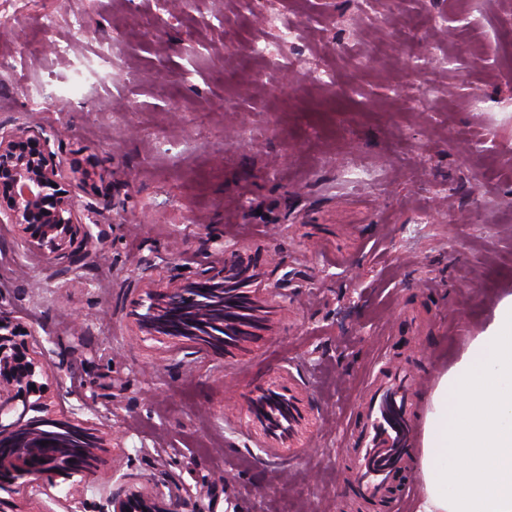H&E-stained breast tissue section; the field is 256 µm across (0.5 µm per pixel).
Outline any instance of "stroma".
<instances>
[{
	"mask_svg": "<svg viewBox=\"0 0 512 512\" xmlns=\"http://www.w3.org/2000/svg\"><path fill=\"white\" fill-rule=\"evenodd\" d=\"M271 13L298 43L257 61ZM511 48L512 0H26L0 126L54 132L102 252L61 277L0 225V304L51 351L50 416L96 423L111 463L6 512L164 471L214 512H390L353 495L345 427L381 349L431 391L512 293ZM312 67L330 88L298 90ZM239 256L296 291L260 342L208 359L135 335L148 289ZM284 386L299 415L275 439L249 408Z\"/></svg>",
	"mask_w": 512,
	"mask_h": 512,
	"instance_id": "1",
	"label": "stroma"
}]
</instances>
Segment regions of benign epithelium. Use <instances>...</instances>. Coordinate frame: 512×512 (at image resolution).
Segmentation results:
<instances>
[{
    "label": "benign epithelium",
    "mask_w": 512,
    "mask_h": 512,
    "mask_svg": "<svg viewBox=\"0 0 512 512\" xmlns=\"http://www.w3.org/2000/svg\"><path fill=\"white\" fill-rule=\"evenodd\" d=\"M0 224L15 228L21 243L35 246L46 254L60 275H76L87 266V259L100 240L91 225L99 224L95 212L77 204L75 186L62 175L60 159L51 148V135L36 126L22 124L14 129L0 127ZM230 274L224 269L201 268L169 288H156L153 298H161V307L194 309L195 291L211 280ZM290 278L283 274L276 280L255 277L241 289L242 303L235 314L225 318L228 324L224 354L256 343L264 337L279 299L288 304L293 292ZM34 332L25 328L11 311L0 305V441L18 436L23 424L10 414L27 404L36 371L47 372L46 352L31 350L28 337ZM9 466L23 476L21 485L46 488L53 482L42 472L30 473L25 459L5 456L0 448V468ZM193 496L190 489L175 484L169 474L149 477L141 490L106 498L109 512H170L171 506Z\"/></svg>",
    "instance_id": "1"
}]
</instances>
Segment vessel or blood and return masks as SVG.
I'll use <instances>...</instances> for the list:
<instances>
[{"label": "vessel or blood", "instance_id": "vessel-or-blood-1", "mask_svg": "<svg viewBox=\"0 0 512 512\" xmlns=\"http://www.w3.org/2000/svg\"><path fill=\"white\" fill-rule=\"evenodd\" d=\"M422 384L400 359L385 356L374 366L350 429L353 492L359 499H382L398 487L410 492L414 477L407 460L419 445L416 394Z\"/></svg>", "mask_w": 512, "mask_h": 512}]
</instances>
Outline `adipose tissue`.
<instances>
[{"label": "adipose tissue", "instance_id": "ef3b65f1", "mask_svg": "<svg viewBox=\"0 0 512 512\" xmlns=\"http://www.w3.org/2000/svg\"><path fill=\"white\" fill-rule=\"evenodd\" d=\"M414 512H512V294L431 392Z\"/></svg>", "mask_w": 512, "mask_h": 512}]
</instances>
